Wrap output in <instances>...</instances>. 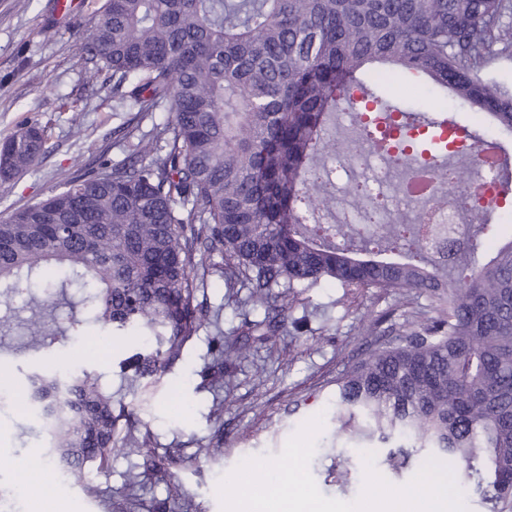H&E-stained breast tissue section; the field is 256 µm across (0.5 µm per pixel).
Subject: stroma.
Returning a JSON list of instances; mask_svg holds the SVG:
<instances>
[{
	"instance_id": "obj_1",
	"label": "stroma",
	"mask_w": 512,
	"mask_h": 512,
	"mask_svg": "<svg viewBox=\"0 0 512 512\" xmlns=\"http://www.w3.org/2000/svg\"><path fill=\"white\" fill-rule=\"evenodd\" d=\"M56 0H0V139L24 124H50L46 153L20 178L0 180V217L36 202L98 162L121 161L128 152L121 137L132 117L126 100L112 91V81L96 86L85 81L84 64L74 53L76 40L101 17L104 0H84L72 16L59 15ZM247 289L227 296L220 278L205 290L207 306L217 320L203 324L186 346L183 361L161 376L137 379L135 356L145 347L137 336L106 339L100 327L83 322V342L73 352L65 337L40 349L25 347L24 301L10 306L18 319L0 342V362L20 372L33 369L61 376L94 370L152 433L153 447L181 458L165 483L151 476L149 456L130 452L117 441L111 468H87L86 478L98 484L90 498L73 485L61 495L35 500L9 494V477L0 478L6 495L0 512H223L217 493L222 476L243 460L279 455L287 441L311 418L322 416L309 471L319 491L344 502L355 501L364 484V461L354 449L336 445V379L376 348L379 336L405 324L409 311L432 316L426 294L403 305L395 294L345 288L322 281L298 289L288 310L286 329L269 342H254L252 358L239 361L219 355L218 338L237 335L243 318L262 319L252 309ZM222 361L223 384L213 381L214 363ZM223 405L221 419L212 409ZM222 441H215V434ZM45 436L35 419L19 411L0 415V455L27 457L44 450ZM353 476L348 487L330 477L335 464ZM138 474V485L128 483Z\"/></svg>"
}]
</instances>
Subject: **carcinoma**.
Masks as SVG:
<instances>
[{
	"instance_id": "obj_1",
	"label": "carcinoma",
	"mask_w": 512,
	"mask_h": 512,
	"mask_svg": "<svg viewBox=\"0 0 512 512\" xmlns=\"http://www.w3.org/2000/svg\"><path fill=\"white\" fill-rule=\"evenodd\" d=\"M77 51L86 80L108 74L135 120L171 118L122 161L0 221V296L26 300L25 343L47 345L44 314L79 288V304L108 335L150 337L138 356L145 378L178 363L209 320L197 295L215 273L264 310L242 331L262 341L278 335L305 283L395 291L407 301L424 292L436 316L382 337L337 379L336 439L379 443L395 474L416 453H435L489 512H512V240L473 270V241L443 266L415 225H396L388 245L405 261L361 259L346 246L354 226L310 223L329 205L314 190L329 181L315 159L336 157L330 120L343 106L362 113L351 143L370 134L373 103L389 122L394 166L425 156L440 182L464 191L475 172L463 181L436 158L471 166L480 136L461 150L452 134L433 141L429 127L413 138L381 97L372 92L355 109L349 91L366 65L387 64L426 87L418 109L446 91L512 132V85L490 78L496 62L512 60V0H105ZM47 141L38 123L1 140L0 179L34 165ZM492 206L470 202L471 223L487 228ZM0 381L36 387L53 420L49 452L91 497L99 489L85 469L108 470L120 418L130 451L149 447L133 413L114 414L95 371L18 380L5 369ZM174 464L154 457V478L168 481Z\"/></svg>"
}]
</instances>
